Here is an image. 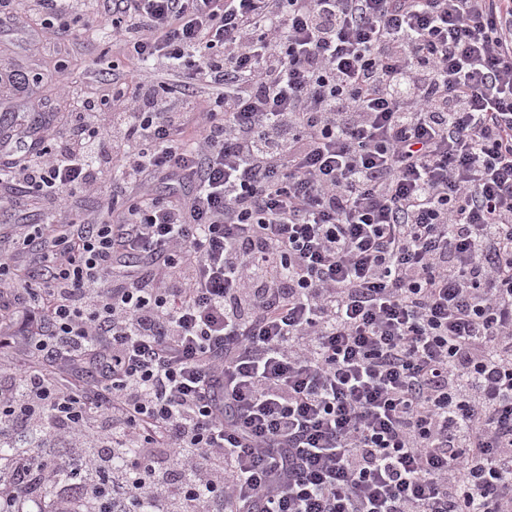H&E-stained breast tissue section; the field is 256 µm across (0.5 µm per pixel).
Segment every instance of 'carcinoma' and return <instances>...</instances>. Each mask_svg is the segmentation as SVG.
I'll list each match as a JSON object with an SVG mask.
<instances>
[{"mask_svg": "<svg viewBox=\"0 0 512 512\" xmlns=\"http://www.w3.org/2000/svg\"><path fill=\"white\" fill-rule=\"evenodd\" d=\"M54 433L49 422L20 443L0 440V479H15L8 492L16 497L13 507L1 502L0 512H113L112 452L88 449L89 456L102 457L97 471L62 464L48 447Z\"/></svg>", "mask_w": 512, "mask_h": 512, "instance_id": "1", "label": "carcinoma"}]
</instances>
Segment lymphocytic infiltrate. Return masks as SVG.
I'll return each mask as SVG.
<instances>
[{
  "label": "lymphocytic infiltrate",
  "instance_id": "lymphocytic-infiltrate-1",
  "mask_svg": "<svg viewBox=\"0 0 512 512\" xmlns=\"http://www.w3.org/2000/svg\"><path fill=\"white\" fill-rule=\"evenodd\" d=\"M24 12L118 52L0 129L47 218L0 244V416L133 449L153 512H512V0Z\"/></svg>",
  "mask_w": 512,
  "mask_h": 512
}]
</instances>
